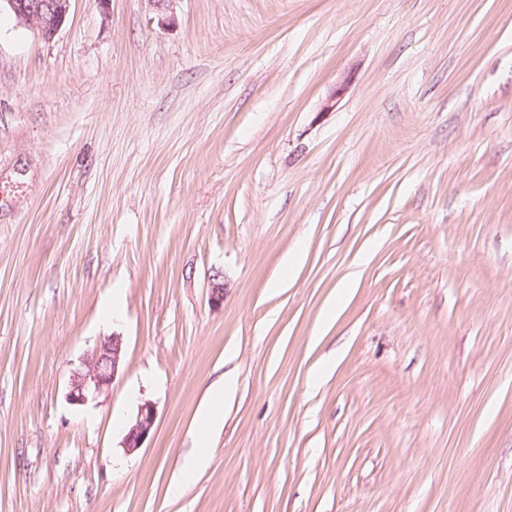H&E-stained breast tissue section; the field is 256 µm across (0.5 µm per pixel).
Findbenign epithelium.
<instances>
[{
	"label": "benign epithelium",
	"mask_w": 512,
	"mask_h": 512,
	"mask_svg": "<svg viewBox=\"0 0 512 512\" xmlns=\"http://www.w3.org/2000/svg\"><path fill=\"white\" fill-rule=\"evenodd\" d=\"M71 0H0L18 24L35 30L38 36L52 40L67 21ZM125 346L122 336L113 334L96 347L76 370L66 394L68 402L82 406L109 392L124 366ZM156 421L155 406L150 401L138 404L122 440L126 454L136 453L152 434Z\"/></svg>",
	"instance_id": "benign-epithelium-1"
}]
</instances>
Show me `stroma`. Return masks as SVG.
<instances>
[{
	"instance_id": "obj_1",
	"label": "stroma",
	"mask_w": 512,
	"mask_h": 512,
	"mask_svg": "<svg viewBox=\"0 0 512 512\" xmlns=\"http://www.w3.org/2000/svg\"><path fill=\"white\" fill-rule=\"evenodd\" d=\"M0 512H512V0L1 13ZM72 0H1L18 24L35 30L44 41L52 40L67 21ZM124 358L122 336L112 334L104 339L72 374L66 394L68 402L82 406L107 394L123 369ZM236 379L231 371L224 374L210 384L207 390L208 401L200 411L197 418L196 436L200 445H205L211 431L221 422V415L216 410L215 404L224 400L225 395L235 391ZM155 421L154 404L147 400L138 404L136 414L122 440V448L126 454H134L143 448L144 443L153 432ZM206 460L202 456L191 457L180 470L170 486V493L173 497H178L189 481L204 468Z\"/></svg>"
}]
</instances>
